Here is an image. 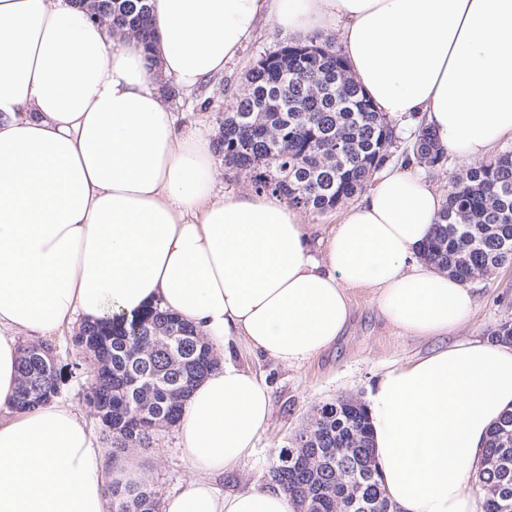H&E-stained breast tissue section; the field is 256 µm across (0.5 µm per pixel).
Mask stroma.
Segmentation results:
<instances>
[{
  "instance_id": "stroma-1",
  "label": "stroma",
  "mask_w": 512,
  "mask_h": 512,
  "mask_svg": "<svg viewBox=\"0 0 512 512\" xmlns=\"http://www.w3.org/2000/svg\"><path fill=\"white\" fill-rule=\"evenodd\" d=\"M284 43L281 30L273 22L260 20L244 48L225 63L223 75L191 94H176L172 105L178 127L195 126L209 138H217L220 120L232 95L242 91L247 71L261 55ZM471 286L478 298L477 306L451 338L403 334L382 317L371 289L355 288L349 292L352 314L343 336L305 362L286 365L253 354L243 342H231L232 360L269 386L273 409L252 453L234 470L215 478V486L228 492L256 479L265 480L280 449L289 446L295 431L316 406L341 396L368 399L385 371L427 357L447 347L450 339L489 337L502 323H512V264L491 270L472 281ZM135 456L157 499H164L191 476L177 446L175 428L160 431L154 447L136 449Z\"/></svg>"
}]
</instances>
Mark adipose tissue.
Returning <instances> with one entry per match:
<instances>
[{
	"mask_svg": "<svg viewBox=\"0 0 512 512\" xmlns=\"http://www.w3.org/2000/svg\"><path fill=\"white\" fill-rule=\"evenodd\" d=\"M154 48L68 0H0V512H108L113 468L66 404L16 408L19 333L75 320L178 314L211 345L243 341L292 365L329 348L349 292L372 289L410 336L453 334L472 288L422 259L442 207L420 174L384 172L321 255L274 194L217 195L209 137L176 126L168 90L220 74L260 19L285 36L340 30L349 71L391 120L418 118L447 152L512 141V0H152ZM512 408V346L480 338L386 371L371 396L373 453L400 512H475L486 437ZM267 385L225 360L177 423L191 477L163 512H295L260 483L220 493L251 454Z\"/></svg>",
	"mask_w": 512,
	"mask_h": 512,
	"instance_id": "adipose-tissue-1",
	"label": "adipose tissue"
}]
</instances>
